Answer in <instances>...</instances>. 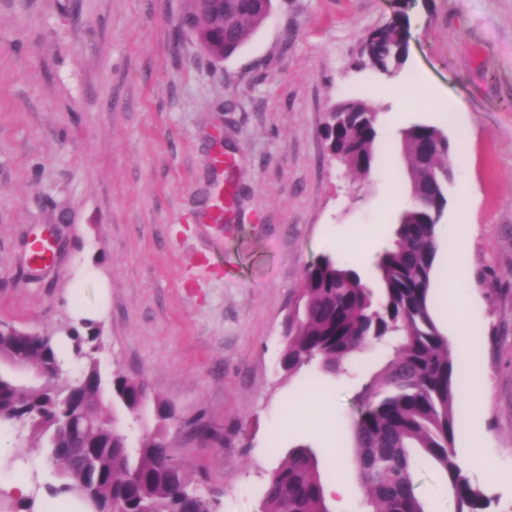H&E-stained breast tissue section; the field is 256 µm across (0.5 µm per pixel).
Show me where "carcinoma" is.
I'll return each instance as SVG.
<instances>
[{"instance_id": "cac0c4a2", "label": "carcinoma", "mask_w": 512, "mask_h": 512, "mask_svg": "<svg viewBox=\"0 0 512 512\" xmlns=\"http://www.w3.org/2000/svg\"><path fill=\"white\" fill-rule=\"evenodd\" d=\"M272 0H186L179 16L209 58L220 60L243 46L269 16ZM407 16L369 33L359 63L391 74L407 59ZM327 150L346 169L370 174L378 141V116L361 92L332 108L324 126ZM401 150L414 169L416 194L400 216L395 238L376 262L381 294L353 268L330 255L306 267L303 288L283 323L279 367L287 375L315 366L340 371L343 360L371 343L392 354L354 397L353 437L364 490V512H427L416 494L414 454L432 461L453 492L455 512H485L484 491L457 462L455 431L460 363L432 311L431 281L439 249L436 229L454 179L452 146L438 127L415 123L402 130ZM82 371L57 383L63 361L54 336H19L0 323V363L22 356L39 371L40 384L22 387L0 372V420L27 419L32 447L54 469L53 496L74 495L89 512H217L216 502L191 488L182 464L169 459L163 432L130 448L117 418L73 422L103 395L94 353L99 335L68 331ZM112 402L135 414L147 391L117 369L109 379ZM260 512H330L318 461L298 446L270 473Z\"/></svg>"}]
</instances>
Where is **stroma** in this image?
<instances>
[{"mask_svg":"<svg viewBox=\"0 0 512 512\" xmlns=\"http://www.w3.org/2000/svg\"><path fill=\"white\" fill-rule=\"evenodd\" d=\"M184 0H0V322L53 334L69 372L66 328L99 329L103 376L143 381L147 400L123 416L130 447L175 411L171 453L218 512H259L269 472L309 446L324 481L337 459L355 468L351 419L363 382L388 360L380 344L332 375L278 366L282 322L307 266L373 232L372 255L391 241L383 215L391 170L405 171L402 129L416 122L462 138L469 156L448 186L442 221L465 225L469 248L461 321L469 336L455 447L482 446L495 477L487 512H512V0H410L409 53L396 77L417 90L400 103L370 98L379 142L368 176L335 163L325 115L386 77L358 67L366 35L394 17L393 0H272L248 42L222 61L176 37ZM232 154L231 177L214 174ZM234 198L227 223L207 217L220 185ZM471 186V199L461 197ZM52 230V268L28 264L30 238ZM94 311L92 320L76 308ZM328 393L336 450L321 433L285 427L312 416L302 393ZM202 420L227 444L190 436ZM0 483L18 472L53 477L27 432L0 421ZM431 512H454L431 462L416 464Z\"/></svg>","mask_w":512,"mask_h":512,"instance_id":"stroma-1","label":"stroma"}]
</instances>
